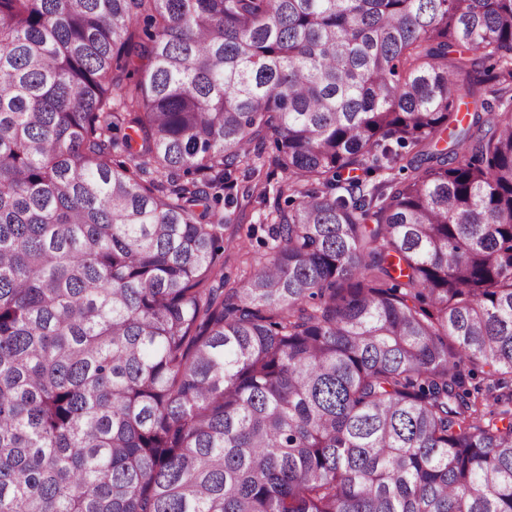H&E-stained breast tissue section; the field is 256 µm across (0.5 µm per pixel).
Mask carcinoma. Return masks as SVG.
Returning a JSON list of instances; mask_svg holds the SVG:
<instances>
[{
    "mask_svg": "<svg viewBox=\"0 0 512 512\" xmlns=\"http://www.w3.org/2000/svg\"><path fill=\"white\" fill-rule=\"evenodd\" d=\"M0 512H512V0H0ZM254 206L255 208L248 206L238 210L235 219V223L239 226L237 228L236 242L244 247V251H250L253 254L259 253L262 250L256 236L253 238L247 236L248 228L253 224L258 225L262 218H260L258 204L255 203Z\"/></svg>",
    "mask_w": 512,
    "mask_h": 512,
    "instance_id": "carcinoma-1",
    "label": "carcinoma"
}]
</instances>
